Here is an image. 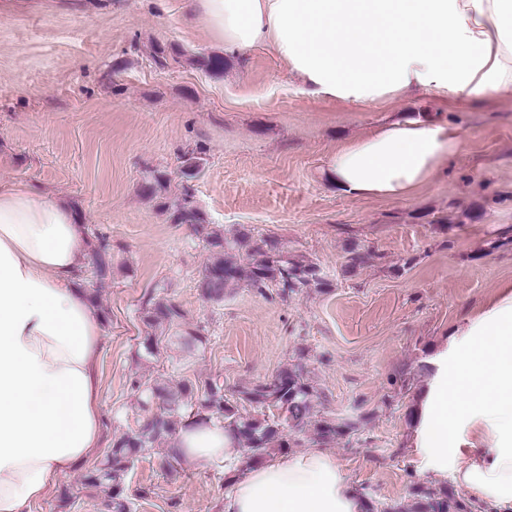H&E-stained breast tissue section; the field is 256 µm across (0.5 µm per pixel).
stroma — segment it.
I'll list each match as a JSON object with an SVG mask.
<instances>
[{"label": "stroma", "instance_id": "stroma-1", "mask_svg": "<svg viewBox=\"0 0 512 512\" xmlns=\"http://www.w3.org/2000/svg\"><path fill=\"white\" fill-rule=\"evenodd\" d=\"M185 0H22L0 11V183L64 199L89 243L112 248V278L98 290L104 331L102 459L145 414L127 387L135 373L208 379L241 414V391L301 364L320 398L316 415L354 428L324 444L347 480L375 503L410 505L427 485L410 443L411 409L428 386L427 361L465 316L512 282V96L442 110L435 95L362 108L313 96L265 47L225 54L224 72L196 65L213 52ZM165 49L157 65L152 47ZM455 126L463 147L411 198L339 192L323 170L336 146L405 112ZM199 174L181 176L186 156ZM165 172L167 196L190 186L211 224L251 241L277 239L316 264L323 287L288 299L239 285L223 303L198 280L208 253L140 192ZM369 259L351 266L353 254ZM174 298L206 343L141 358L143 303ZM159 445L127 477L133 512H223V463L161 467ZM60 476L30 512H105L80 482ZM72 502L59 505V490Z\"/></svg>", "mask_w": 512, "mask_h": 512}]
</instances>
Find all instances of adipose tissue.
<instances>
[{
  "label": "adipose tissue",
  "instance_id": "ef3b65f1",
  "mask_svg": "<svg viewBox=\"0 0 512 512\" xmlns=\"http://www.w3.org/2000/svg\"><path fill=\"white\" fill-rule=\"evenodd\" d=\"M220 51L267 47L313 95L372 105L437 91L444 103L512 95V0H189ZM461 147L458 131L406 117L341 143L326 174L343 193L406 199ZM90 255L65 201L0 185V512H27L85 462L100 433V318L80 281ZM412 445L449 456L481 497L512 506V284L431 357ZM186 463L237 461L228 429L181 432ZM224 512H365L335 458L313 449L234 477Z\"/></svg>",
  "mask_w": 512,
  "mask_h": 512
}]
</instances>
